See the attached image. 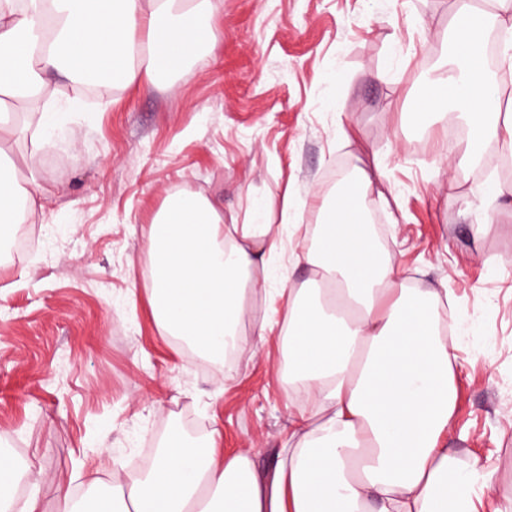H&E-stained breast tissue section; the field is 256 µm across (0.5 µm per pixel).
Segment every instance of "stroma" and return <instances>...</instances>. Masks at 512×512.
<instances>
[{"mask_svg":"<svg viewBox=\"0 0 512 512\" xmlns=\"http://www.w3.org/2000/svg\"><path fill=\"white\" fill-rule=\"evenodd\" d=\"M462 0H206L214 38L155 83L102 84L49 142L0 143L21 184L40 194L22 253L0 252V433L29 469L45 512L93 470L135 472L156 435L220 430L225 456L252 450L267 476L288 441L285 354L277 333L220 364L198 361L151 311L145 231L168 197L195 193L225 216L259 203L280 222L285 192L299 222L340 171L380 161L372 230L413 288L448 289L457 403L448 447L493 473L478 512L512 502V205L484 231L463 200L496 174L486 141L476 165L448 171V129L407 118L448 51ZM39 156L30 183L28 159ZM279 308L312 269L272 256Z\"/></svg>","mask_w":512,"mask_h":512,"instance_id":"1","label":"stroma"}]
</instances>
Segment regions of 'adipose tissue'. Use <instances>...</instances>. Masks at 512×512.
Returning <instances> with one entry per match:
<instances>
[{
	"label": "adipose tissue",
	"instance_id": "adipose-tissue-1",
	"mask_svg": "<svg viewBox=\"0 0 512 512\" xmlns=\"http://www.w3.org/2000/svg\"><path fill=\"white\" fill-rule=\"evenodd\" d=\"M509 14L512 0H488L473 14L472 35L437 68L413 114L422 125L452 114L467 126L469 146L448 152L450 167L476 163L489 139L512 152V121L501 117L502 87L484 68L481 45L487 28L503 27L502 59L512 69V25L502 24ZM212 35L210 13L194 0H0V135L20 131L3 114L8 107L38 106L40 136L83 110L77 93L54 111L47 72L125 90L180 69ZM383 180L382 167H355L351 188L322 203L293 256L317 282L290 292L279 334L288 388L309 403L291 414L272 482L260 481L249 454L227 459L215 437L197 444L175 430L148 473L112 474L111 493L79 503L63 496L58 512H475L492 474L463 468L444 441L457 389L441 295L408 287L364 218V199ZM39 205L0 164V241ZM272 230L257 215L225 223L199 195L172 196L147 231L159 326L218 359L244 349L246 295L283 243ZM21 477L1 453L0 512H44L38 493L15 501Z\"/></svg>",
	"mask_w": 512,
	"mask_h": 512
}]
</instances>
